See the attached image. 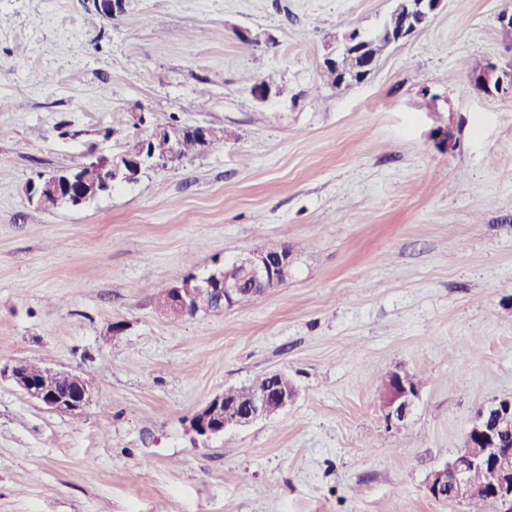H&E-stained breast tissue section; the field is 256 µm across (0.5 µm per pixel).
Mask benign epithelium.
<instances>
[{
    "label": "benign epithelium",
    "instance_id": "benign-epithelium-1",
    "mask_svg": "<svg viewBox=\"0 0 512 512\" xmlns=\"http://www.w3.org/2000/svg\"><path fill=\"white\" fill-rule=\"evenodd\" d=\"M95 11L105 19H112L123 11L125 0H88ZM441 0H400L406 12H417L415 22L401 30L396 42L412 37L440 6ZM364 43L363 35L356 29L342 33L334 46L325 55V68L336 67V55ZM472 88L488 93L512 90V63L500 66L488 60L482 70L468 75ZM254 102L264 104L278 96L272 85L260 81L251 91ZM147 141L136 148L112 157L99 155L93 164L106 173V185L128 183L137 178L143 164L140 156ZM89 193L82 187L78 169L64 168L41 174L27 189L30 204L47 209L61 200L72 206H79L88 200ZM294 266V255L286 246L261 249L236 262L239 274L234 277L212 272L208 276L169 288L170 308L176 317L194 316L199 312L231 308L235 297L244 288L261 298L285 280ZM26 362L0 364V380L6 379L29 400L45 406L59 414L72 415L86 406L90 391L88 382L76 375L67 379L61 387L43 385L33 380L25 371ZM272 384L257 392L251 404L242 414L228 420L224 417V396L215 394L192 419L195 433L205 440L224 434L229 428L243 427L259 419L269 417L288 407L297 397V390L290 392L275 385L281 374H268ZM419 387L411 385V373L405 369L394 376V383L383 396L385 417L391 424L401 423L410 415ZM512 420V398L500 400L487 408L480 409L467 432L465 446L460 453L444 467L434 470L428 477V495L437 501H465L473 492L472 474L482 466H491L497 473V481L489 491V500L512 506V446H500L494 437L496 420Z\"/></svg>",
    "mask_w": 512,
    "mask_h": 512
}]
</instances>
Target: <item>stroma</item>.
I'll list each match as a JSON object with an SVG mask.
<instances>
[{
    "label": "stroma",
    "instance_id": "obj_1",
    "mask_svg": "<svg viewBox=\"0 0 512 512\" xmlns=\"http://www.w3.org/2000/svg\"><path fill=\"white\" fill-rule=\"evenodd\" d=\"M508 1L442 0L336 88L327 45L395 0H126L115 20L0 0V363L91 386L62 415L0 380V512H468L426 480L512 397V95L462 68L512 61ZM248 74L283 95L256 104ZM174 119L234 135L85 205H29L38 174ZM279 245L293 269L251 304L155 305ZM401 368L422 386L392 427L377 378ZM269 372L294 381L288 408L191 431L214 394Z\"/></svg>",
    "mask_w": 512,
    "mask_h": 512
}]
</instances>
